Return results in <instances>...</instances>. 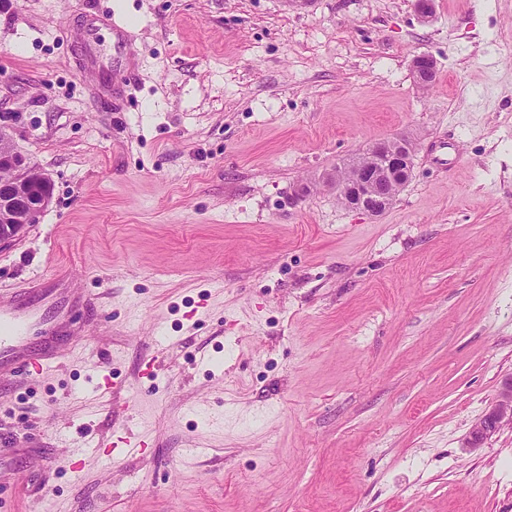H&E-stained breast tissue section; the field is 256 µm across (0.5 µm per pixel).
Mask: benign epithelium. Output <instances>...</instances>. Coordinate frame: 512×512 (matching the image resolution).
<instances>
[{
	"mask_svg": "<svg viewBox=\"0 0 512 512\" xmlns=\"http://www.w3.org/2000/svg\"><path fill=\"white\" fill-rule=\"evenodd\" d=\"M413 72L423 85L433 81L435 64L431 56L422 53L413 59ZM412 142L402 136L373 143L366 149V161L357 164L354 172L336 174L327 180L336 196L346 206L371 216L383 214L396 197L400 184L407 183L413 172ZM22 166H32L24 155L0 151V171L16 173ZM52 184L45 174L35 182L8 179L0 182V245L21 238L38 219L49 203ZM512 424V375L505 378L495 400L472 424L466 447L477 450L501 427Z\"/></svg>",
	"mask_w": 512,
	"mask_h": 512,
	"instance_id": "benign-epithelium-1",
	"label": "benign epithelium"
}]
</instances>
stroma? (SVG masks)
<instances>
[{
    "mask_svg": "<svg viewBox=\"0 0 512 512\" xmlns=\"http://www.w3.org/2000/svg\"><path fill=\"white\" fill-rule=\"evenodd\" d=\"M0 128L53 183L0 305L70 302L0 512H512V0H0ZM396 136L384 214L323 185ZM512 424V374L505 378L495 400L472 424L466 447L477 450L505 424Z\"/></svg>",
    "mask_w": 512,
    "mask_h": 512,
    "instance_id": "obj_1",
    "label": "stroma"
}]
</instances>
